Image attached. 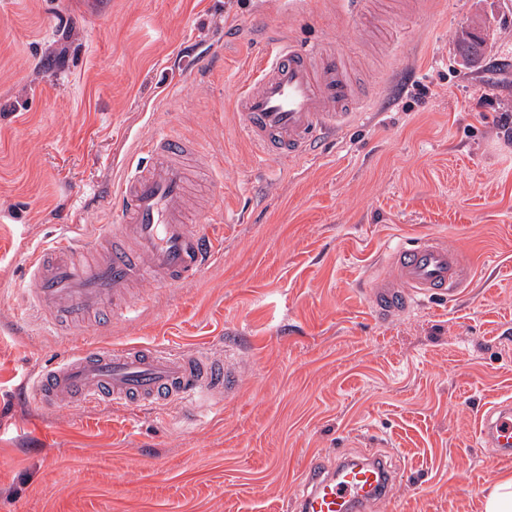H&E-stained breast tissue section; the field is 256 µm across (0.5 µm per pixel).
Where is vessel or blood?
<instances>
[{
    "mask_svg": "<svg viewBox=\"0 0 512 512\" xmlns=\"http://www.w3.org/2000/svg\"><path fill=\"white\" fill-rule=\"evenodd\" d=\"M374 105L357 97L345 50L274 43L259 59L258 76L234 102L244 129L265 157L295 159L324 153L336 131ZM134 169L113 183L109 207L120 221L84 242L59 232L29 257V286L17 309L20 321L73 335L109 326L128 312L143 282L173 288L199 279L222 252L221 235L199 224L189 209L198 196L196 172L207 156L194 141L171 131L142 143ZM393 281L372 285L375 311L387 318L420 299H450L463 287L469 265L463 251L442 239L404 240L388 254ZM223 360L191 351L149 346L84 344L29 384L28 396L51 410L63 400L84 407L175 403L191 420L204 396L234 387ZM479 437L498 459H512V401L483 415ZM296 512H370L391 496L396 477L379 456L337 462L333 471L309 464Z\"/></svg>",
    "mask_w": 512,
    "mask_h": 512,
    "instance_id": "1",
    "label": "vessel or blood"
}]
</instances>
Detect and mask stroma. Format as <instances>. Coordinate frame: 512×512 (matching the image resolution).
Masks as SVG:
<instances>
[{"instance_id":"35a3bbf8","label":"stroma","mask_w":512,"mask_h":512,"mask_svg":"<svg viewBox=\"0 0 512 512\" xmlns=\"http://www.w3.org/2000/svg\"><path fill=\"white\" fill-rule=\"evenodd\" d=\"M483 21V55L456 34ZM386 43L340 0H0V512H294L311 458L375 452L399 476L373 512H484L512 462L478 425L512 398V0H414ZM270 31L350 53L362 90L405 82L327 154L259 161L234 110ZM223 65L188 71L215 42ZM169 129L219 154L221 258L80 340L226 356L238 376L188 424L171 405L53 412L22 379L80 340L17 328L30 249L61 216L84 236L136 144ZM433 235L470 259L456 299L381 320L388 251Z\"/></svg>"}]
</instances>
